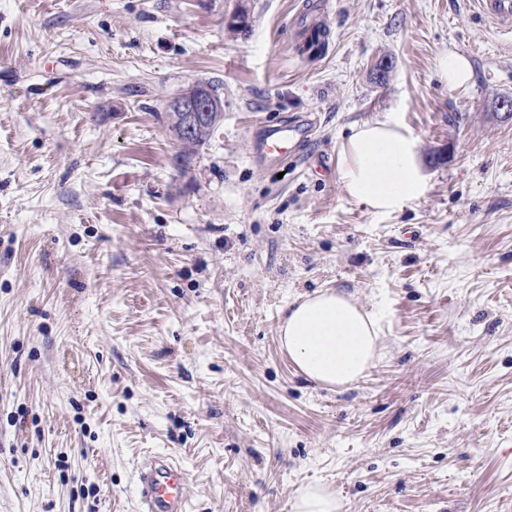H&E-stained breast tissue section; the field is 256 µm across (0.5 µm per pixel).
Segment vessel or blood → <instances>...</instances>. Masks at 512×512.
<instances>
[{
	"mask_svg": "<svg viewBox=\"0 0 512 512\" xmlns=\"http://www.w3.org/2000/svg\"><path fill=\"white\" fill-rule=\"evenodd\" d=\"M476 14L504 38L512 37V0H472ZM301 141L289 127L267 128L259 141L261 160L277 162L299 151ZM142 512H189L187 474L171 455L157 454L137 476Z\"/></svg>",
	"mask_w": 512,
	"mask_h": 512,
	"instance_id": "vessel-or-blood-1",
	"label": "vessel or blood"
}]
</instances>
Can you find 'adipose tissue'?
<instances>
[{"label": "adipose tissue", "mask_w": 512, "mask_h": 512, "mask_svg": "<svg viewBox=\"0 0 512 512\" xmlns=\"http://www.w3.org/2000/svg\"><path fill=\"white\" fill-rule=\"evenodd\" d=\"M347 195L379 212L419 199L427 191L414 135L400 124L366 122L341 146ZM380 327L350 297L327 288L293 303L279 328L281 347L308 379L346 389L377 357Z\"/></svg>", "instance_id": "obj_1"}]
</instances>
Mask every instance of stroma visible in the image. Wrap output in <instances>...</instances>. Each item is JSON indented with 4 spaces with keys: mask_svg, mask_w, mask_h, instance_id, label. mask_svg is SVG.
Listing matches in <instances>:
<instances>
[{
    "mask_svg": "<svg viewBox=\"0 0 512 512\" xmlns=\"http://www.w3.org/2000/svg\"><path fill=\"white\" fill-rule=\"evenodd\" d=\"M472 66L451 89L442 54ZM224 119L187 163L169 100ZM512 43L469 0H0V512H512ZM310 141L260 163L263 128ZM417 139L425 195L350 199L354 125ZM321 288L380 324L350 389L278 340ZM142 512H189L187 474L171 455L159 453L137 476ZM341 505L336 492L322 484L299 488L293 497V512H340Z\"/></svg>",
    "mask_w": 512,
    "mask_h": 512,
    "instance_id": "1",
    "label": "stroma"
}]
</instances>
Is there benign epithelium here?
Returning <instances> with one entry per match:
<instances>
[{
  "instance_id": "obj_1",
  "label": "benign epithelium",
  "mask_w": 512,
  "mask_h": 512,
  "mask_svg": "<svg viewBox=\"0 0 512 512\" xmlns=\"http://www.w3.org/2000/svg\"><path fill=\"white\" fill-rule=\"evenodd\" d=\"M166 119L178 128L181 140L189 142L223 121L224 99L207 85L194 83L168 103Z\"/></svg>"
}]
</instances>
